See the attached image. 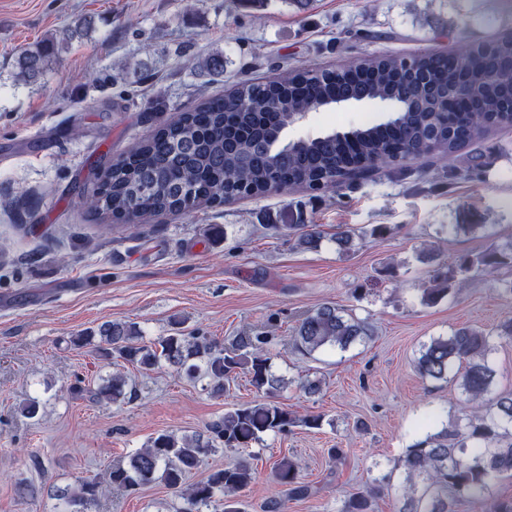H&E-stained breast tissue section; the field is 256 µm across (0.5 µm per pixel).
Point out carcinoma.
I'll return each mask as SVG.
<instances>
[{
  "instance_id": "carcinoma-1",
  "label": "carcinoma",
  "mask_w": 512,
  "mask_h": 512,
  "mask_svg": "<svg viewBox=\"0 0 512 512\" xmlns=\"http://www.w3.org/2000/svg\"><path fill=\"white\" fill-rule=\"evenodd\" d=\"M58 47L50 36L22 51L15 61V80L30 83L54 63ZM486 74L493 87L482 93L475 110L446 122L434 115L439 101L464 80ZM338 97L384 102L393 113L384 122L315 137L300 149L270 148L268 138L293 123L297 113ZM511 109L512 39L463 44L452 53L409 59L365 54L321 72L286 69L266 82L239 83L227 99L204 100L182 112L113 161L98 187L80 195L75 205L115 220L131 217L136 227L163 213L190 214L245 196L295 188L326 191L341 186L361 165L398 168L407 154L415 159L431 154L451 158L482 133L507 124ZM271 229L297 237V245L308 250L318 248L323 238L316 224H273ZM333 242L339 251L349 252L355 233L340 227ZM418 259L431 266L421 303L433 305L482 273L511 270L512 243L449 261L428 249ZM179 325L174 321V332L148 341L136 323L110 321L73 343L92 345L102 359L116 356L144 372L167 367L190 380H203L214 396L224 395L225 383L242 373L268 400L236 404L202 433H159L129 460L113 462L104 477L53 488L60 512H96L111 491L136 494L155 482L184 500L179 512H204L219 501L224 512H241L237 494L254 480L248 460L212 468L192 484L189 478L224 448H251L292 427L321 428L322 416L301 414L273 400L286 382L272 370L269 337L245 333L226 347L208 336L187 335ZM372 338L367 319L325 303L298 319L293 345L311 356L321 350L345 352ZM495 340L512 342V317L488 331L461 325L421 346L414 361L417 373L431 381H455L466 411L406 448L400 460L398 512H457L460 502L485 500L498 481L512 478V391H495L497 372L490 359ZM90 394L94 401L112 405L136 398V390L119 371ZM275 476L289 496H311L293 458L282 457ZM376 494L374 488L352 494L344 512H373Z\"/></svg>"
}]
</instances>
